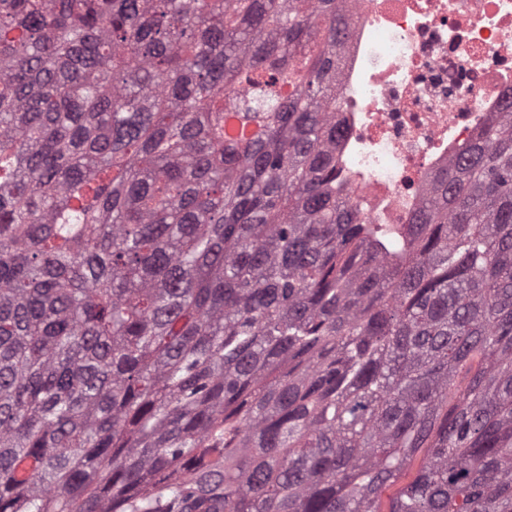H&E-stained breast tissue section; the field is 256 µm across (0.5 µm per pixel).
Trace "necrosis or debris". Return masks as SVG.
I'll return each mask as SVG.
<instances>
[{
    "label": "necrosis or debris",
    "mask_w": 512,
    "mask_h": 512,
    "mask_svg": "<svg viewBox=\"0 0 512 512\" xmlns=\"http://www.w3.org/2000/svg\"><path fill=\"white\" fill-rule=\"evenodd\" d=\"M336 192L413 223L433 175L512 97V0H346Z\"/></svg>",
    "instance_id": "necrosis-or-debris-1"
}]
</instances>
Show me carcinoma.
I'll list each match as a JSON object with an SVG mask.
<instances>
[{"label": "carcinoma", "instance_id": "1", "mask_svg": "<svg viewBox=\"0 0 512 512\" xmlns=\"http://www.w3.org/2000/svg\"><path fill=\"white\" fill-rule=\"evenodd\" d=\"M348 37L344 0H0V512H512V112L364 224Z\"/></svg>", "mask_w": 512, "mask_h": 512}]
</instances>
